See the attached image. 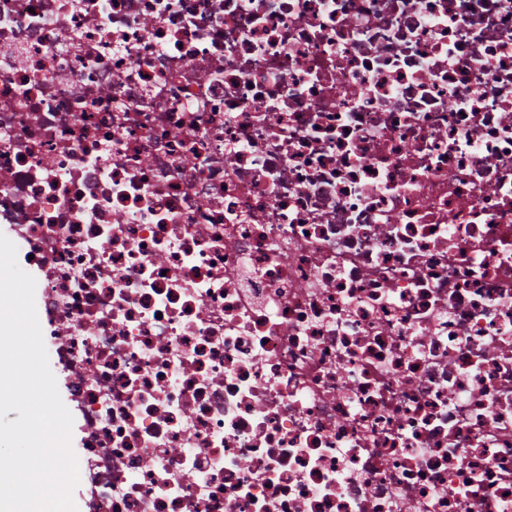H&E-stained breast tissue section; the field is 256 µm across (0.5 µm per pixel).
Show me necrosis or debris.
I'll return each mask as SVG.
<instances>
[{
  "mask_svg": "<svg viewBox=\"0 0 512 512\" xmlns=\"http://www.w3.org/2000/svg\"><path fill=\"white\" fill-rule=\"evenodd\" d=\"M0 224L90 512H512V0H0Z\"/></svg>",
  "mask_w": 512,
  "mask_h": 512,
  "instance_id": "necrosis-or-debris-1",
  "label": "necrosis or debris"
}]
</instances>
